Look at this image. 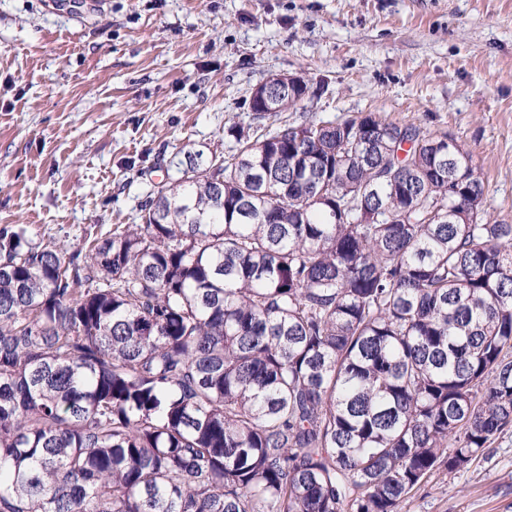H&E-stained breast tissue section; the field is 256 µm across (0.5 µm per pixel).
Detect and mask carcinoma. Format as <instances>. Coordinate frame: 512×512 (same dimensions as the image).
<instances>
[{
	"instance_id": "1",
	"label": "carcinoma",
	"mask_w": 512,
	"mask_h": 512,
	"mask_svg": "<svg viewBox=\"0 0 512 512\" xmlns=\"http://www.w3.org/2000/svg\"><path fill=\"white\" fill-rule=\"evenodd\" d=\"M227 133L87 253L0 229V512H399L512 428L473 153L371 112Z\"/></svg>"
}]
</instances>
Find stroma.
Here are the masks:
<instances>
[{
  "instance_id": "35a3bbf8",
  "label": "stroma",
  "mask_w": 512,
  "mask_h": 512,
  "mask_svg": "<svg viewBox=\"0 0 512 512\" xmlns=\"http://www.w3.org/2000/svg\"><path fill=\"white\" fill-rule=\"evenodd\" d=\"M301 74L281 120L358 112L474 153L490 220L512 224V0H0V227L88 248L136 224L188 156L257 135L253 89ZM400 512H512V429Z\"/></svg>"
}]
</instances>
